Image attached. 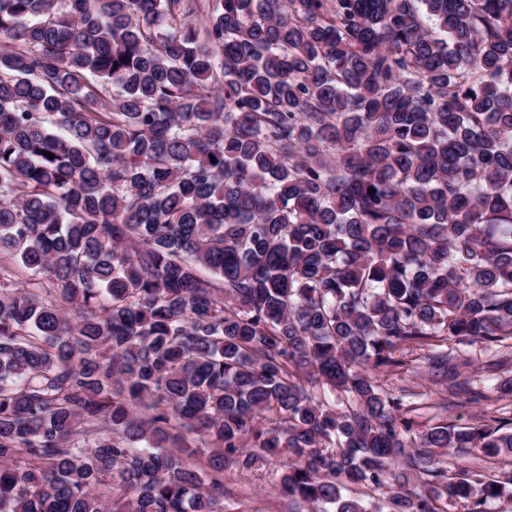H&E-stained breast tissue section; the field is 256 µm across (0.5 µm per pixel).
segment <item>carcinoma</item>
<instances>
[{"label":"carcinoma","mask_w":512,"mask_h":512,"mask_svg":"<svg viewBox=\"0 0 512 512\" xmlns=\"http://www.w3.org/2000/svg\"><path fill=\"white\" fill-rule=\"evenodd\" d=\"M451 338L512 339V0H0V512H224L285 453L290 508L512 503L453 467L512 421L381 381L465 390ZM401 353L408 365V370L384 376V384L391 390H406L405 393L408 396L405 398V404H413L411 407L420 408L412 412V415H420V418H416L417 421L431 419L428 424H433L447 420L450 424L464 426L482 413L512 418V395L497 390L498 378L495 376H489L486 372H472L469 369L463 377L468 381L471 392L478 391L482 396L476 397L472 393L460 394L451 399L452 403L448 404L447 408L448 389L434 385L424 377L422 366L428 350L412 351L407 348ZM441 403H445V409L438 407Z\"/></svg>","instance_id":"1"}]
</instances>
